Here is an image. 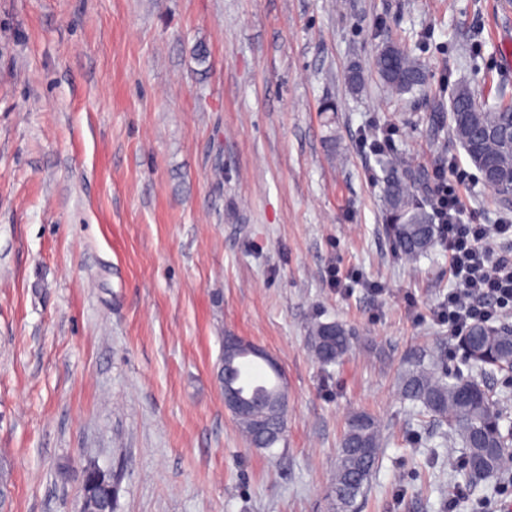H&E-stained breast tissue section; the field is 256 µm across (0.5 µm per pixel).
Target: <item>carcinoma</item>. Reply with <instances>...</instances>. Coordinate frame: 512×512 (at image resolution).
<instances>
[{
	"mask_svg": "<svg viewBox=\"0 0 512 512\" xmlns=\"http://www.w3.org/2000/svg\"><path fill=\"white\" fill-rule=\"evenodd\" d=\"M375 69L387 89L402 96L423 85L424 68L405 47L386 43L375 57ZM474 93L466 85L451 95V131L477 170V156L495 166L500 178L491 183L503 200L512 199V101L498 100L477 111ZM386 232L395 250L407 261L416 262L436 245L434 214L414 199L411 187L399 180L388 181L385 190ZM313 358L322 365L342 361L351 350V338L344 324L315 322L309 329ZM460 344L472 368L482 375L512 371V325L471 324ZM402 397L417 408L416 415L427 414L439 425L447 426L442 439L449 446L465 450L466 466L458 469L448 459V475H461L466 482H481L508 470L512 453L505 451L506 436L500 429L499 400L492 390L472 374L451 369L443 361L420 359L400 376ZM235 420L248 443L272 451L281 440L285 417H274L258 430L253 420L238 415ZM384 436L376 420L357 412L348 420L336 459L331 487L332 512H357V500L368 491L378 467ZM84 474L95 497L96 512H113L112 484L97 480L92 467Z\"/></svg>",
	"mask_w": 512,
	"mask_h": 512,
	"instance_id": "obj_1",
	"label": "carcinoma"
}]
</instances>
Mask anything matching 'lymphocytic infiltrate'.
Here are the masks:
<instances>
[{
  "mask_svg": "<svg viewBox=\"0 0 512 512\" xmlns=\"http://www.w3.org/2000/svg\"><path fill=\"white\" fill-rule=\"evenodd\" d=\"M457 171L453 161L437 166L429 198L457 280L436 318L455 338L473 322L490 323L512 309V216L496 224L465 220L463 199L450 180Z\"/></svg>",
  "mask_w": 512,
  "mask_h": 512,
  "instance_id": "obj_1",
  "label": "lymphocytic infiltrate"
}]
</instances>
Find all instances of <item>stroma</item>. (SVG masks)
Here are the masks:
<instances>
[{
    "label": "stroma",
    "mask_w": 512,
    "mask_h": 512,
    "mask_svg": "<svg viewBox=\"0 0 512 512\" xmlns=\"http://www.w3.org/2000/svg\"><path fill=\"white\" fill-rule=\"evenodd\" d=\"M386 41L426 72L398 99L375 71ZM462 83L512 99V0H0L9 512H78L91 457L112 471L115 512H330L361 411L386 437L361 512L512 507L501 474L448 510L463 454L398 388L411 358L458 367L463 351L433 315L455 285L448 249L394 252L387 178L426 197L452 158L465 219L512 213L448 128ZM388 128L394 171L369 149ZM317 321L351 330L342 362L312 357ZM228 336L285 376L274 451L224 407ZM224 350L235 351L237 353V359L235 363L241 362L242 360L247 358H253L259 359L265 362L266 364H269L270 367L277 369V363L270 355H268L264 350H262L255 344L245 339L234 336L233 340L226 342ZM242 353H246V356L243 357L242 359H239V355Z\"/></svg>",
    "instance_id": "stroma-1"
}]
</instances>
